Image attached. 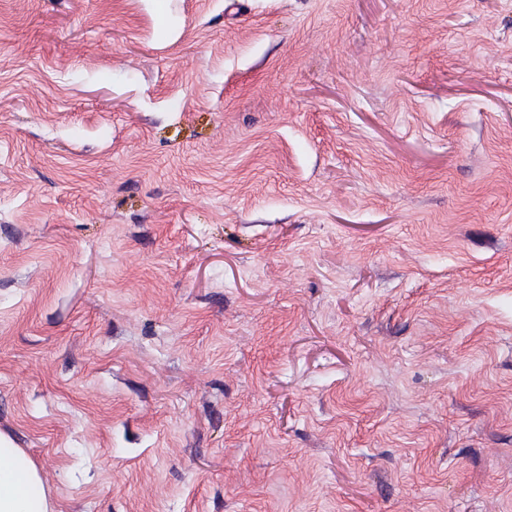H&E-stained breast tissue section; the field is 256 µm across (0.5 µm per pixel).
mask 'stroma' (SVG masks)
Listing matches in <instances>:
<instances>
[{
    "label": "stroma",
    "mask_w": 512,
    "mask_h": 512,
    "mask_svg": "<svg viewBox=\"0 0 512 512\" xmlns=\"http://www.w3.org/2000/svg\"><path fill=\"white\" fill-rule=\"evenodd\" d=\"M0 437L53 512H512V0H0Z\"/></svg>",
    "instance_id": "35a3bbf8"
}]
</instances>
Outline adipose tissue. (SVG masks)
Returning a JSON list of instances; mask_svg holds the SVG:
<instances>
[{"label": "adipose tissue", "instance_id": "ef3b65f1", "mask_svg": "<svg viewBox=\"0 0 512 512\" xmlns=\"http://www.w3.org/2000/svg\"><path fill=\"white\" fill-rule=\"evenodd\" d=\"M0 512H52L36 467L21 449L1 441Z\"/></svg>", "mask_w": 512, "mask_h": 512}]
</instances>
